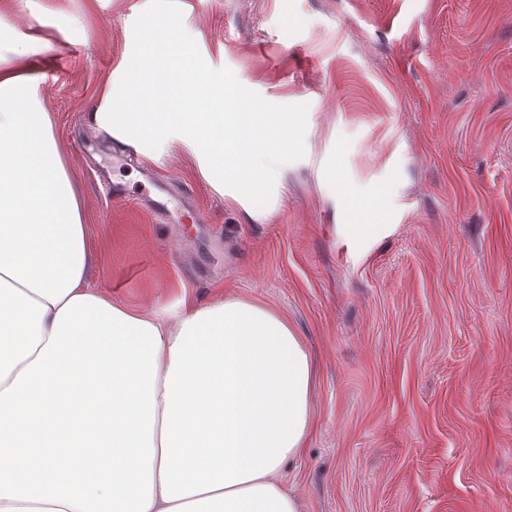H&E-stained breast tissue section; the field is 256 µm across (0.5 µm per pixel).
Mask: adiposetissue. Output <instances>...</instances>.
Instances as JSON below:
<instances>
[{
  "label": "adipose tissue",
  "instance_id": "obj_1",
  "mask_svg": "<svg viewBox=\"0 0 512 512\" xmlns=\"http://www.w3.org/2000/svg\"><path fill=\"white\" fill-rule=\"evenodd\" d=\"M172 15L136 22L137 70L103 83L96 126L146 159L178 149L262 222L295 150L292 118L228 112L209 54L150 47ZM61 10L0 39V512H299L281 470L314 429L315 363L273 310L234 295L168 314L89 281L85 202L31 58Z\"/></svg>",
  "mask_w": 512,
  "mask_h": 512
}]
</instances>
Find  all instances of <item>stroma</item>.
Wrapping results in <instances>:
<instances>
[{"mask_svg": "<svg viewBox=\"0 0 512 512\" xmlns=\"http://www.w3.org/2000/svg\"><path fill=\"white\" fill-rule=\"evenodd\" d=\"M81 18L42 93L85 222L95 286L135 310L238 294L314 354L315 430L282 477L300 512H512V0H167L240 104L294 112L300 146L260 224L191 156L123 164L92 110L158 0H30ZM392 231L350 252L339 181ZM164 202L168 220L147 210Z\"/></svg>", "mask_w": 512, "mask_h": 512, "instance_id": "35a3bbf8", "label": "stroma"}]
</instances>
